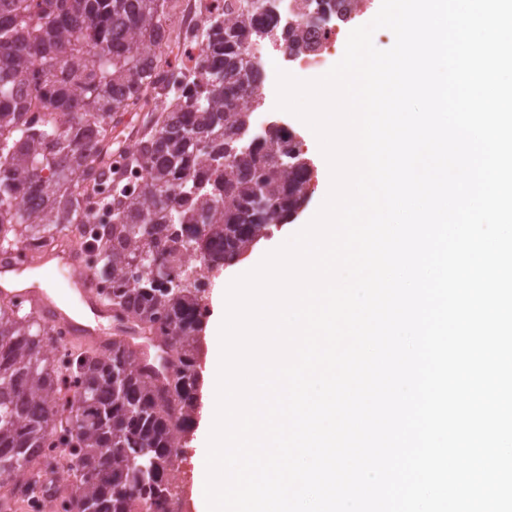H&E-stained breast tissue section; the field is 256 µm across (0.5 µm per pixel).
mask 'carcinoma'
I'll list each match as a JSON object with an SVG mask.
<instances>
[{
  "mask_svg": "<svg viewBox=\"0 0 512 512\" xmlns=\"http://www.w3.org/2000/svg\"><path fill=\"white\" fill-rule=\"evenodd\" d=\"M212 2L205 43L189 57L193 78L171 99L157 50L181 33L164 22L166 0H0V257L73 232L116 319L167 347L163 374L139 367L120 342L107 355L66 348L51 358L62 330L0 301V479L25 481L68 432V512H128L134 491L149 512H166L207 313L201 284H182L183 255L200 253L215 270L230 264L251 240L260 184L282 212L302 201L304 167L273 162L289 132L273 127L257 143L247 127L260 81L247 40L263 43L266 0ZM326 3L345 22L358 0ZM281 40L296 53L316 48L307 25ZM217 74L224 84L211 83ZM150 103L166 115L131 155L144 185L136 195L116 189L112 222L89 239L82 183L92 170L107 175L112 128Z\"/></svg>",
  "mask_w": 512,
  "mask_h": 512,
  "instance_id": "1",
  "label": "carcinoma"
}]
</instances>
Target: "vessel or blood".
I'll return each mask as SVG.
<instances>
[{
  "mask_svg": "<svg viewBox=\"0 0 512 512\" xmlns=\"http://www.w3.org/2000/svg\"><path fill=\"white\" fill-rule=\"evenodd\" d=\"M34 265L44 271L43 286L13 289L9 282L12 276L23 273L24 267L10 258L0 261V296L29 303L34 314L98 352H110L113 341L119 340L137 357H144L134 329L118 323L105 326L112 312L102 303L97 282L78 252L49 250Z\"/></svg>",
  "mask_w": 512,
  "mask_h": 512,
  "instance_id": "1",
  "label": "vessel or blood"
}]
</instances>
